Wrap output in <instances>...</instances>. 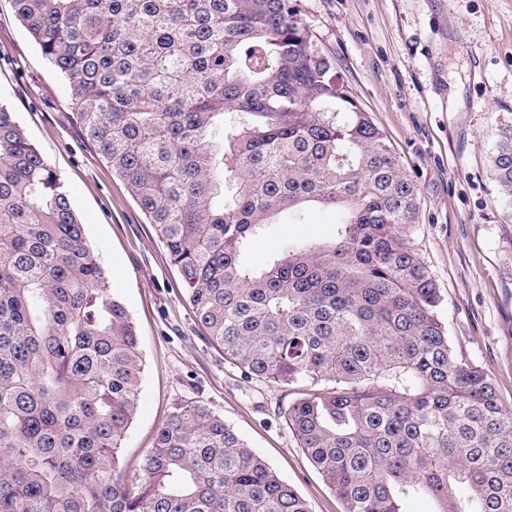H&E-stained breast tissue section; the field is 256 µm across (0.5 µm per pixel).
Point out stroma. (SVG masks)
Returning <instances> with one entry per match:
<instances>
[{"label":"stroma","instance_id":"1","mask_svg":"<svg viewBox=\"0 0 512 512\" xmlns=\"http://www.w3.org/2000/svg\"><path fill=\"white\" fill-rule=\"evenodd\" d=\"M301 19L417 188L411 236L442 297L457 357L475 362L512 413V208L491 158L512 125V0H300ZM0 98L65 183L114 296L140 338L141 393L120 452L137 473L176 404L196 401L225 422L309 504L344 512L282 412L287 387L225 361L195 320L167 252L125 184L85 138L64 84L0 0ZM336 231V214L306 209L243 256L264 264L287 241Z\"/></svg>","mask_w":512,"mask_h":512}]
</instances>
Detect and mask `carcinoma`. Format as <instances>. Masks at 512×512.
Returning <instances> with one entry per match:
<instances>
[{
    "instance_id": "obj_1",
    "label": "carcinoma",
    "mask_w": 512,
    "mask_h": 512,
    "mask_svg": "<svg viewBox=\"0 0 512 512\" xmlns=\"http://www.w3.org/2000/svg\"><path fill=\"white\" fill-rule=\"evenodd\" d=\"M211 340L300 388L283 415L346 512H512V415L456 357L410 237L415 185L299 0H11ZM493 166L512 205V126ZM335 237L241 255L270 219ZM140 340L68 191L0 99V512H310L224 418L176 405L118 476ZM336 212L323 209H306L291 224H275L271 231L253 240L243 255V263L249 267L264 264L275 249L285 241L325 240L336 231Z\"/></svg>"
}]
</instances>
